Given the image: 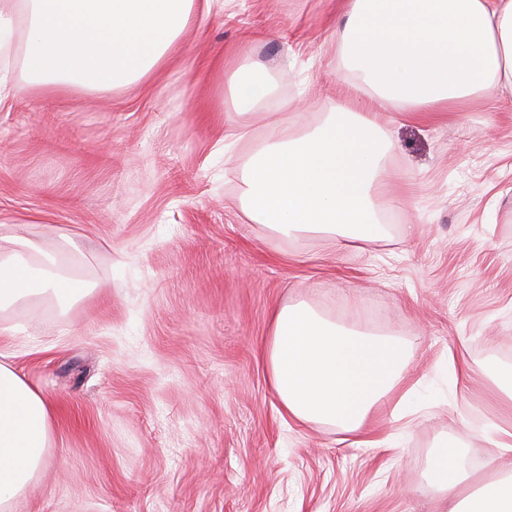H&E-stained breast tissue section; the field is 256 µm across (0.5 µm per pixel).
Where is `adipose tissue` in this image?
<instances>
[{
    "label": "adipose tissue",
    "instance_id": "1",
    "mask_svg": "<svg viewBox=\"0 0 512 512\" xmlns=\"http://www.w3.org/2000/svg\"><path fill=\"white\" fill-rule=\"evenodd\" d=\"M224 0H0V48L26 42L32 87L64 92L127 87L157 71L195 10ZM337 36L361 84L406 112H456L489 92L512 101V0H345ZM235 112L256 111L272 93L270 69L248 52L229 70ZM377 115L354 112L266 144L244 178L245 217L282 235L311 231L335 244L378 234L388 201ZM55 254L0 234V311L36 296L60 305L88 283L54 272ZM266 362L288 415L361 432L370 409L401 388L408 360L378 335L336 324L307 305L275 311ZM56 424L51 398L0 361V512L49 463ZM463 448L443 440L429 482L449 512H512V478L459 502L471 475Z\"/></svg>",
    "mask_w": 512,
    "mask_h": 512
}]
</instances>
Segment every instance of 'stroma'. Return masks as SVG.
Listing matches in <instances>:
<instances>
[{
  "instance_id": "35a3bbf8",
  "label": "stroma",
  "mask_w": 512,
  "mask_h": 512,
  "mask_svg": "<svg viewBox=\"0 0 512 512\" xmlns=\"http://www.w3.org/2000/svg\"><path fill=\"white\" fill-rule=\"evenodd\" d=\"M344 0H227L163 66L111 91H33L24 39L0 97V232L58 251L96 290L0 312V354L58 405L50 462L10 512H446L428 482L444 438L473 481L512 475L488 441L512 424V108L412 116L347 87ZM267 62L300 116L231 109L224 71ZM371 107L391 206L369 242L281 236L240 207L249 159L280 127ZM246 126L225 144L224 132ZM79 250L65 251L66 240ZM407 343L423 409L375 407L362 438L289 420L264 358L274 310ZM469 366L455 384L449 354Z\"/></svg>"
}]
</instances>
